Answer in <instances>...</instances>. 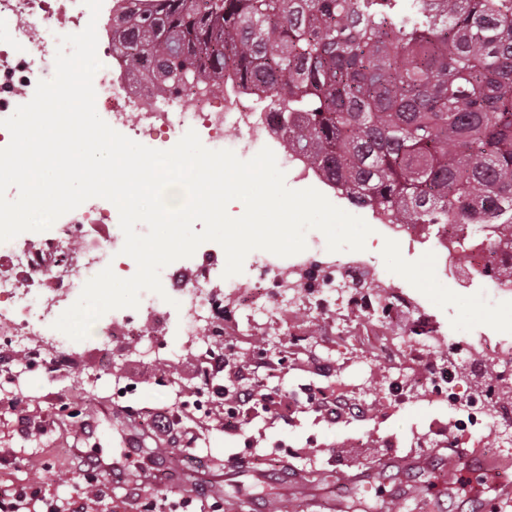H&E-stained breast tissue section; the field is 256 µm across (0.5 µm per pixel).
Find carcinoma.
<instances>
[{"mask_svg": "<svg viewBox=\"0 0 512 512\" xmlns=\"http://www.w3.org/2000/svg\"><path fill=\"white\" fill-rule=\"evenodd\" d=\"M112 54L160 86L269 92L287 145L356 206L512 225V0H119Z\"/></svg>", "mask_w": 512, "mask_h": 512, "instance_id": "cac0c4a2", "label": "carcinoma"}]
</instances>
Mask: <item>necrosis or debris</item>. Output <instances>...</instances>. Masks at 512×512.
Returning a JSON list of instances; mask_svg holds the SVG:
<instances>
[{
    "label": "necrosis or debris",
    "mask_w": 512,
    "mask_h": 512,
    "mask_svg": "<svg viewBox=\"0 0 512 512\" xmlns=\"http://www.w3.org/2000/svg\"><path fill=\"white\" fill-rule=\"evenodd\" d=\"M112 2L103 0L99 14L103 22L97 48L101 67L93 78L96 104L108 125L133 134L146 147L163 151L191 130L208 149H223L224 131L230 128L236 133V153L249 156L271 149L291 167L297 182L327 187L321 173L302 154L288 150L275 133L276 102L245 105L236 88H225L219 97L206 83L158 93L152 91L146 71L128 79L112 56L108 27ZM89 19L82 0H0V119L28 103L39 81L53 78L60 36L82 31ZM402 230L400 241L408 249L424 246L438 253L440 276L466 282L492 263L502 269V276L479 280V287L512 292V254H493L480 245L462 251L449 247V240L460 237L454 224L437 233L424 224H406ZM120 241V233L111 224L109 205L95 197L68 212L65 221L57 222L53 231L42 237L22 245L13 240L0 242V253L10 258L9 267L0 268V346L24 352L25 365L31 369L42 364L44 339L69 346L70 338L54 327V304L81 293L103 268L110 266L133 276L137 264L121 254ZM57 257L72 261L80 273L56 276L53 295L48 298L42 285L49 278V264ZM363 279L378 285L379 293L359 288ZM160 282L161 292H146V302L157 311L163 295H178L185 319L182 333L191 341L223 325L225 313L253 310L277 317L296 299L307 300L319 317L339 307L354 310L377 329L401 322L417 304L402 284L378 271L373 256L365 252L341 261L322 259L311 252L285 260L266 251L255 257L249 274L242 278L225 275L211 252L205 251L200 258H179L163 267ZM428 343V337H420L414 348L417 365L413 376L391 378L388 405H403L418 388L435 383L428 399L448 407L449 446L476 448L481 456L490 455L487 433L512 422L511 409L494 415L485 409L489 390L512 385V338L477 347L468 332L459 331L449 337L447 354L431 363L425 359ZM489 363L497 369L494 380L461 395V373Z\"/></svg>",
    "instance_id": "4bbe7bcc"
}]
</instances>
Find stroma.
I'll return each mask as SVG.
<instances>
[{"instance_id":"obj_1","label":"stroma","mask_w":512,"mask_h":512,"mask_svg":"<svg viewBox=\"0 0 512 512\" xmlns=\"http://www.w3.org/2000/svg\"><path fill=\"white\" fill-rule=\"evenodd\" d=\"M364 249L421 298L414 320L429 321L443 334L469 330L478 342L487 334L512 333V300L439 280L434 274L438 259L432 251H407L376 229L367 235ZM170 311L163 328L150 308H136L142 335L160 336L178 347L179 357L169 365L151 346L112 340V324L121 318L117 309L92 325L54 372L28 371L21 353L0 354V389L12 397L0 404V483L39 486L62 497L86 495L80 476L84 452L95 449L108 456L126 442L154 448L153 439L135 431L138 418L150 408L160 403L171 406L183 395L235 383L229 367L203 376L197 350L181 346L184 320L178 305H171ZM291 317L307 328L303 346L290 344L280 318L259 314L250 321L238 315V323L250 325L246 335L235 338L238 361L250 364L256 350H265L271 359L285 361L274 370L271 385L291 392L317 384L345 389L366 403L369 413L365 420L337 425L312 412L296 414L287 425L263 414L241 433L230 434L224 430L223 401L209 403L207 414L177 427L180 444L189 447L184 475L223 469L225 457L246 445L256 456L277 444L293 447L295 454L283 467L268 466L261 472L242 469L223 480L221 492L204 487L202 496L218 502L223 512H270L274 505L280 512H330V503L336 501L355 507L356 512H422L423 504L430 502L437 512H488L492 504L501 512H512V496H502L498 488L484 484L460 490V471L450 464L451 448L433 449L428 470L399 466V459L415 456V440L429 439L436 422L447 420L448 410L419 393L395 412H380L389 376L410 374L413 367L408 341L397 327H385L381 335L358 342L336 333L342 323L352 321L348 311L321 320L298 301L292 305ZM384 344L397 350L395 363L385 362L380 350ZM327 356L335 360L336 371L324 378L312 371L311 363ZM121 386L126 389L122 395L117 392ZM80 395L91 400V407L76 408L71 418L63 416L61 406ZM369 435L389 438L392 445L357 447V439ZM291 466L306 472L321 469L332 478L326 484L302 485L288 476Z\"/></svg>"}]
</instances>
